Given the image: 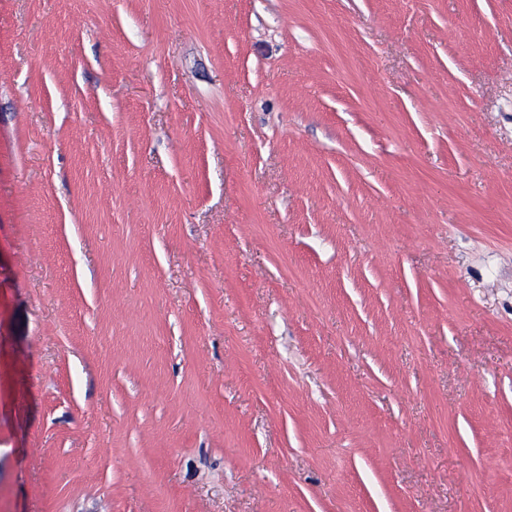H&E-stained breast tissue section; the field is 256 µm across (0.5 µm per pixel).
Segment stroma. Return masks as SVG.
Listing matches in <instances>:
<instances>
[{
  "mask_svg": "<svg viewBox=\"0 0 512 512\" xmlns=\"http://www.w3.org/2000/svg\"><path fill=\"white\" fill-rule=\"evenodd\" d=\"M0 512H512V0H0Z\"/></svg>",
  "mask_w": 512,
  "mask_h": 512,
  "instance_id": "35a3bbf8",
  "label": "stroma"
}]
</instances>
